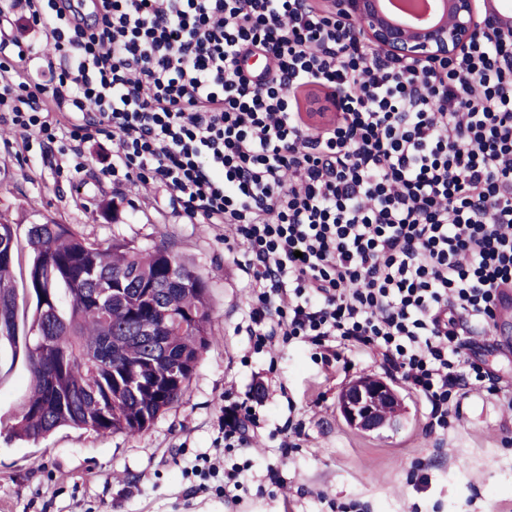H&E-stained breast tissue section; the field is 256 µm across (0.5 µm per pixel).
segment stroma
I'll return each instance as SVG.
<instances>
[{
	"label": "stroma",
	"mask_w": 512,
	"mask_h": 512,
	"mask_svg": "<svg viewBox=\"0 0 512 512\" xmlns=\"http://www.w3.org/2000/svg\"><path fill=\"white\" fill-rule=\"evenodd\" d=\"M0 125V220L18 239L31 225H73L102 243L123 239L141 248L168 241L208 282L211 343L182 400L138 436H101L65 427L31 443L10 433L31 388L24 357L0 371V512H332L358 501L367 512H512V355L478 351L502 380L500 392L472 394L462 420L444 438L425 430L421 396L379 357L346 353L315 359L309 347L252 353L246 333L245 280L224 244L223 227L190 224L168 193L136 192L99 178L106 151L91 146L87 173L71 177L41 155L38 144L17 154ZM375 375L399 391L396 428L364 433L338 408L353 379ZM259 392L257 438L226 454L241 465L237 506L201 489L190 468L221 447L226 400ZM302 422L300 447L281 451L286 419Z\"/></svg>",
	"instance_id": "obj_1"
}]
</instances>
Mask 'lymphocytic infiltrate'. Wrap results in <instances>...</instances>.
<instances>
[{
    "mask_svg": "<svg viewBox=\"0 0 512 512\" xmlns=\"http://www.w3.org/2000/svg\"><path fill=\"white\" fill-rule=\"evenodd\" d=\"M8 0L58 54L30 73L5 40L0 121L45 158L112 141L104 178L165 187L192 224L234 230L254 352H375L447 434L494 376L466 357L512 288V41L431 66L385 60L312 0ZM264 72L245 70L253 55ZM336 105L303 123L296 93ZM258 417L224 407V450Z\"/></svg>",
    "mask_w": 512,
    "mask_h": 512,
    "instance_id": "f902f5d3",
    "label": "lymphocytic infiltrate"
}]
</instances>
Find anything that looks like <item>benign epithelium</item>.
<instances>
[{
    "mask_svg": "<svg viewBox=\"0 0 512 512\" xmlns=\"http://www.w3.org/2000/svg\"><path fill=\"white\" fill-rule=\"evenodd\" d=\"M435 17L425 24L394 19L384 0H330L332 12L347 18L359 37L382 57L402 64L452 58L474 37L500 36L496 20L479 8L481 0H438ZM342 416L361 432L389 428L402 415L399 392L380 377L350 381L338 398Z\"/></svg>",
    "mask_w": 512,
    "mask_h": 512,
    "instance_id": "1",
    "label": "benign epithelium"
}]
</instances>
